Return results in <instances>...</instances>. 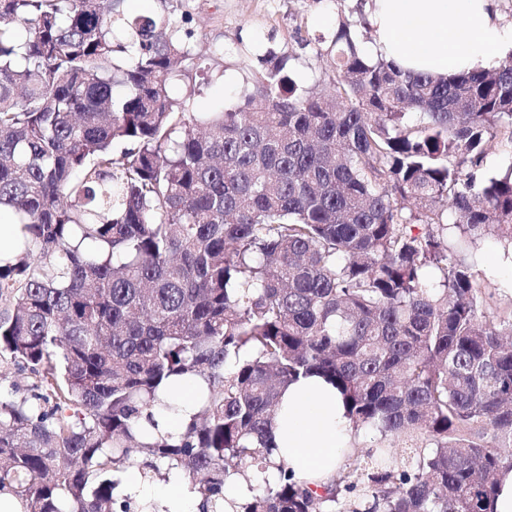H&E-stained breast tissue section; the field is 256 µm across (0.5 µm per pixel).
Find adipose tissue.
<instances>
[{"instance_id":"adipose-tissue-1","label":"adipose tissue","mask_w":512,"mask_h":512,"mask_svg":"<svg viewBox=\"0 0 512 512\" xmlns=\"http://www.w3.org/2000/svg\"><path fill=\"white\" fill-rule=\"evenodd\" d=\"M493 0H368L373 38L363 48L411 73L448 76L492 69L512 52V25H503ZM196 382L164 387L152 409L156 426L140 422L145 440L179 436L197 412ZM353 423L335 388L316 376L289 384L272 426L276 460L297 478L322 484L333 478L351 448Z\"/></svg>"}]
</instances>
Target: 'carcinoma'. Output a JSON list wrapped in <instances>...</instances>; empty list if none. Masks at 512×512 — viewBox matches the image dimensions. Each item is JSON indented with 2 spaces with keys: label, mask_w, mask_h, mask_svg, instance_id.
Listing matches in <instances>:
<instances>
[{
  "label": "carcinoma",
  "mask_w": 512,
  "mask_h": 512,
  "mask_svg": "<svg viewBox=\"0 0 512 512\" xmlns=\"http://www.w3.org/2000/svg\"><path fill=\"white\" fill-rule=\"evenodd\" d=\"M115 11L0 0V206L22 231L0 259V354L37 379L0 398V492L130 512L114 473L179 468L220 512L226 478L273 465L282 391L316 374L384 449L323 485L281 465L234 512H494L512 309L480 310L453 242L512 248V173L480 174L486 144L512 143V61L406 74L342 22L333 92L281 61L234 107L187 112L167 89L179 26ZM177 377L201 382L200 411L141 441Z\"/></svg>",
  "instance_id": "1"
}]
</instances>
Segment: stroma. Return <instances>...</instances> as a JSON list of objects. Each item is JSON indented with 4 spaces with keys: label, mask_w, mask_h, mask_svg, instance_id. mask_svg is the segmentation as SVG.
<instances>
[{
    "label": "stroma",
    "mask_w": 512,
    "mask_h": 512,
    "mask_svg": "<svg viewBox=\"0 0 512 512\" xmlns=\"http://www.w3.org/2000/svg\"><path fill=\"white\" fill-rule=\"evenodd\" d=\"M364 0H123L126 18L165 15L189 34L190 55L168 86L170 96L192 112H221L237 104L269 55L286 58L287 73L303 90L333 86L327 51L339 21L350 23L361 42L373 31ZM503 248L484 240L471 249L487 293L486 313L512 306V266Z\"/></svg>",
    "instance_id": "stroma-1"
}]
</instances>
